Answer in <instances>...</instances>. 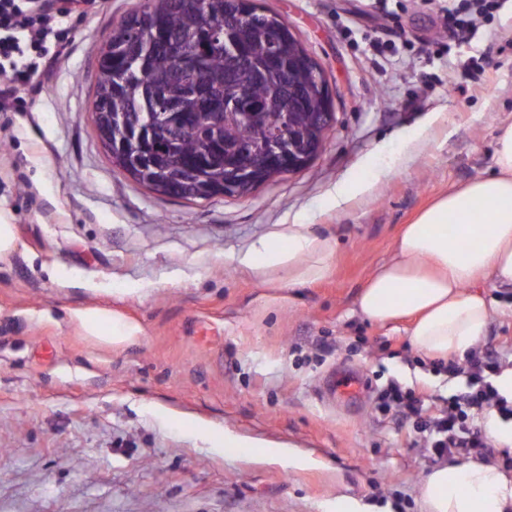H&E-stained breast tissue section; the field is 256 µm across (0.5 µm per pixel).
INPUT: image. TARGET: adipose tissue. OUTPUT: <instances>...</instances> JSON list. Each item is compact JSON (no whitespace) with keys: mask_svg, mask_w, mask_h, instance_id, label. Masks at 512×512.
I'll use <instances>...</instances> for the list:
<instances>
[{"mask_svg":"<svg viewBox=\"0 0 512 512\" xmlns=\"http://www.w3.org/2000/svg\"><path fill=\"white\" fill-rule=\"evenodd\" d=\"M494 172L449 190L405 225L393 256L379 264L357 295L372 321L411 317L414 349L433 358L462 357L485 335L492 308L481 285L512 288V122L501 124ZM335 246L308 225L287 224L261 236L239 256L255 269H284L288 287L324 279ZM75 319L109 345L139 340L141 326L97 307ZM424 512H512V472L470 458L433 466L421 480Z\"/></svg>","mask_w":512,"mask_h":512,"instance_id":"adipose-tissue-1","label":"adipose tissue"}]
</instances>
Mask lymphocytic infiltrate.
<instances>
[{"label":"lymphocytic infiltrate","mask_w":512,"mask_h":512,"mask_svg":"<svg viewBox=\"0 0 512 512\" xmlns=\"http://www.w3.org/2000/svg\"><path fill=\"white\" fill-rule=\"evenodd\" d=\"M97 4L98 0H38L36 6L27 7L23 0H0V112L18 107L20 89L69 52L73 39L63 20L87 14ZM499 5L500 0H458L449 11L454 35L461 41L472 40L476 18L492 14ZM501 356L498 350H480L469 356L465 366L449 364V375L466 374L467 388L449 396L442 407H432L428 395L396 384L378 392L375 407L414 418L423 447L434 458L461 451L484 453L487 441L477 425L482 413L493 408L502 419H512V403L491 381L501 371Z\"/></svg>","instance_id":"f902f5d3"}]
</instances>
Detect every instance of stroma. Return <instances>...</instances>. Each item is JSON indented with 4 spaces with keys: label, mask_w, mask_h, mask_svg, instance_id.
Listing matches in <instances>:
<instances>
[{
    "label": "stroma",
    "mask_w": 512,
    "mask_h": 512,
    "mask_svg": "<svg viewBox=\"0 0 512 512\" xmlns=\"http://www.w3.org/2000/svg\"><path fill=\"white\" fill-rule=\"evenodd\" d=\"M146 2L77 19L67 59L0 112V209L17 236L0 260V512H336L341 496L422 512L432 462L375 395L394 382L441 401L467 379L356 298L406 224L491 172L512 120V0L464 45L453 0H256L324 69L336 122L305 169L194 203L123 174L92 130L103 36ZM353 176L373 189L335 204ZM294 222L334 242L325 279L286 288L287 270L238 264ZM482 293L483 343L512 340V291ZM90 306L142 337L87 336L72 313ZM351 374L358 395L327 392Z\"/></svg>",
    "instance_id": "obj_1"
}]
</instances>
